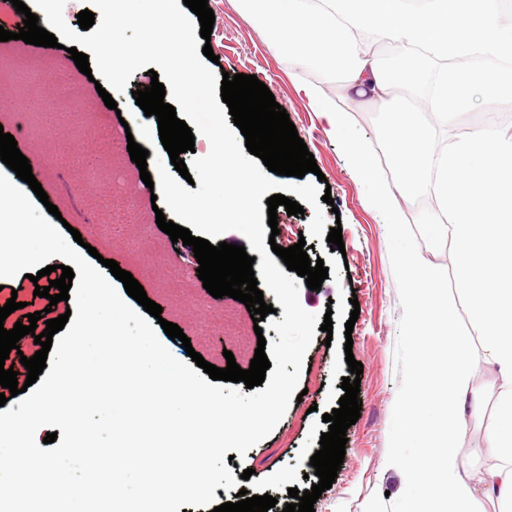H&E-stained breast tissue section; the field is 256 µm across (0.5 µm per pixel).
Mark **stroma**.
Segmentation results:
<instances>
[{
	"instance_id": "1",
	"label": "stroma",
	"mask_w": 512,
	"mask_h": 512,
	"mask_svg": "<svg viewBox=\"0 0 512 512\" xmlns=\"http://www.w3.org/2000/svg\"><path fill=\"white\" fill-rule=\"evenodd\" d=\"M215 15L211 46L229 74L254 75L286 109L298 135L313 154L331 186L335 211L327 213L328 227H341L344 246L308 237L310 259H323L328 277L320 290L300 289V303L311 313H330L332 334L319 331L306 351L298 387L302 400L291 401L275 429L251 447L231 473L238 488L248 495L276 498L269 512H282L288 491L311 489L309 459L320 446L328 423L322 416L337 408L344 391L343 377L350 371L347 355L361 361L359 400L361 416L346 432L344 462L329 490L314 505L316 512H408L420 489L407 480L403 464L415 452L414 439L402 424L403 394L414 374V339L409 334L412 309L406 300L399 264L402 253H413L433 270L448 300V312L456 338L473 361L472 386L482 397V409L468 417L459 437L462 459L481 473L497 462L490 449L489 431L500 419L497 372L484 360V341L472 327L468 296L457 278L459 249L452 236L433 238L430 225L444 224L448 215L432 195L397 197L395 205L404 226L402 236L390 230L391 217L370 201L368 186L361 183L349 163L344 144L318 112L317 101L345 111L349 127L365 139L382 171L390 169L389 147L383 135L387 117L374 101L354 103L336 75L299 69L288 54L276 51L265 29L246 16L238 0H208ZM19 51L22 68L7 81L0 80V128L19 136L24 150L44 184L52 204L78 230L85 243L106 259L115 260L147 289L162 308L163 319L178 324L194 350L217 367H226L225 352H232L242 369H249L258 338L272 342L278 334L264 328L255 334L245 305L229 297L213 298L197 276L192 252L179 250L156 224L151 192L127 151L126 131L144 122L131 93L149 85L150 77L136 71L124 93L115 97L116 109L93 112L100 129L114 132L110 152L90 147L74 124L64 97L65 89L76 94H95L86 75L79 72L70 53L34 57L21 40L0 42V53ZM66 130L65 138L53 139L54 131ZM118 171L137 198L134 212L140 223H127L119 232L102 222L93 203L92 180ZM30 280L18 275L0 284V308L10 297L21 301L1 325L13 329L26 313L51 308L61 315L64 305L49 306L34 296ZM358 318H351L352 308ZM353 330H346L347 320ZM251 479H242L245 469Z\"/></svg>"
}]
</instances>
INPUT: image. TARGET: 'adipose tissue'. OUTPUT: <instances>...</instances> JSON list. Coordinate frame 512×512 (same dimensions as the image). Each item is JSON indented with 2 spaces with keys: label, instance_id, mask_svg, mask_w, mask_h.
<instances>
[{
  "label": "adipose tissue",
  "instance_id": "1",
  "mask_svg": "<svg viewBox=\"0 0 512 512\" xmlns=\"http://www.w3.org/2000/svg\"><path fill=\"white\" fill-rule=\"evenodd\" d=\"M263 26L273 47L295 58L301 68L345 76L356 96L380 99L389 117L386 133L391 176L376 166L366 143L349 132L345 112L320 110L345 143L359 178L369 185L373 204L388 208L394 195L420 196L435 190L448 212V229L461 261L457 269L473 308V328L485 338V355L502 380L501 422L489 437L498 465L469 483V467L456 440L467 413L481 409L468 397L471 362L453 336L448 308L434 305L435 281L413 255L403 254L404 284L415 310L420 388L407 406L410 432L421 435L425 450L406 462L408 474L422 479L412 512H486L484 502H512V137L488 128L473 130L451 149L433 147L436 124L448 123L482 101L512 109V72L448 68L436 80L430 110L434 123L419 120L396 86L408 76L380 70L367 46L354 38L359 28L423 54L455 58L472 51L512 57V27L501 20L500 0H427L408 9L405 0H239ZM454 16L464 33L453 38L442 18Z\"/></svg>",
  "mask_w": 512,
  "mask_h": 512
}]
</instances>
